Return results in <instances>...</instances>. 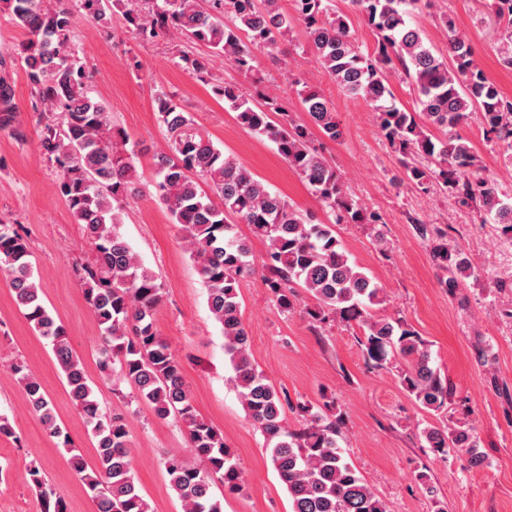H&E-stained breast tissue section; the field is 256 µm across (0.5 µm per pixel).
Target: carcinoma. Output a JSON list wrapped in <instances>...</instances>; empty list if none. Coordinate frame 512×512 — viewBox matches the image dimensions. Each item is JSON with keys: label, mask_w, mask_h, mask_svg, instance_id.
<instances>
[{"label": "carcinoma", "mask_w": 512, "mask_h": 512, "mask_svg": "<svg viewBox=\"0 0 512 512\" xmlns=\"http://www.w3.org/2000/svg\"><path fill=\"white\" fill-rule=\"evenodd\" d=\"M79 2L99 21L106 19L111 6V0ZM120 2L135 38L149 42L183 37L203 43L244 74L256 69L255 50L273 51L294 26L301 25L307 48L341 91L373 107L381 135L401 155L408 182L424 193L443 182L461 205L477 206L502 225L503 234L512 235V206L499 198L489 177L473 174L478 158L459 132L475 114L487 133L512 150V98L485 74L468 43L454 34L449 18L448 57L434 54L421 30L408 23L426 0H352L377 36L370 54L359 50L348 16L334 10L330 0H295L292 16L280 11L278 0H206L204 5L200 0ZM493 11L505 29L497 47L499 62L512 69V0H493ZM0 15L26 35L16 55L33 90L39 147L54 165L60 195L93 246L91 260L80 264L77 273L85 302L102 331L100 371L127 383L134 398L150 407L156 418L171 417L187 430L189 455L173 453L163 461L184 512H223L213 488L219 485L227 493H239L243 473L221 433L198 414L182 361L155 328L161 284L119 231L123 205L143 190L127 137L112 125L106 104L90 96L86 67L74 41L73 12L64 0L53 7L44 0H0ZM392 72L411 80L418 111L397 106L389 86ZM295 85L301 86L304 120L281 111L275 97L266 95L264 104L257 105L235 85L214 91L243 128L275 144L288 167L334 215L335 223L313 222L242 163L224 155L162 89L154 95V112L168 141L158 162L154 196L184 231L209 310L224 336L233 381L286 485L291 512H387L340 450L344 422L334 413L333 401L325 396L319 405L303 400L290 404L248 354L239 285L259 262L281 311L295 309L302 289L315 300L309 312L314 321L330 326L340 319L362 327L361 343L377 366L402 359L401 383L423 409L441 412L452 395V387L431 366L418 333L399 318L371 313L383 302V288L350 260L335 225H376L382 216L348 196L336 167L312 144L313 127L331 142L342 138L334 105L318 89L298 81ZM17 112L14 89L1 78L0 130L23 141L26 135L17 125ZM434 129L444 137L435 136ZM240 223L266 243L261 260L254 257L250 240L238 234ZM415 229L432 243L433 257L446 272L443 287L451 290L471 274L470 259L459 246L448 244V231L433 224H417ZM30 257L27 237L15 225L1 223L0 271L9 279L19 310L51 346L74 407L94 439L95 465L88 466L72 448L37 378L20 362L10 365V372L50 436L70 449L71 467L96 502L97 512H152L133 473L127 424L101 406L64 325L45 305ZM288 406L302 417V428L288 427ZM422 436L437 455L460 453L471 467L484 462L470 427L430 424ZM27 475L42 512H68L39 466L30 465Z\"/></svg>", "instance_id": "cac0c4a2"}]
</instances>
